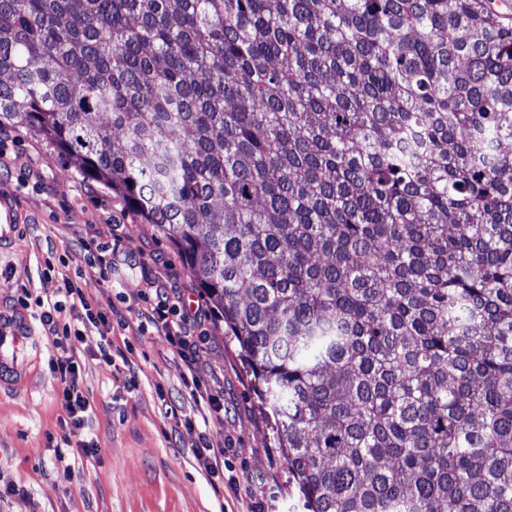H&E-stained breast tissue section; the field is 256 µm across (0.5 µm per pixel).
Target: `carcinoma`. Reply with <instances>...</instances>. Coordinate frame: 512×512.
Masks as SVG:
<instances>
[{"mask_svg": "<svg viewBox=\"0 0 512 512\" xmlns=\"http://www.w3.org/2000/svg\"><path fill=\"white\" fill-rule=\"evenodd\" d=\"M224 319L308 512H512V27L487 0H0V128Z\"/></svg>", "mask_w": 512, "mask_h": 512, "instance_id": "obj_1", "label": "carcinoma"}]
</instances>
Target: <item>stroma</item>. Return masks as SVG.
Returning <instances> with one entry per match:
<instances>
[{
  "mask_svg": "<svg viewBox=\"0 0 512 512\" xmlns=\"http://www.w3.org/2000/svg\"><path fill=\"white\" fill-rule=\"evenodd\" d=\"M0 192L25 217L0 251V309L25 316L35 336L26 373L0 388V512H305L274 419L174 245L23 126L0 128ZM50 263L58 278L85 284L112 323L106 336L86 325L76 351L93 411L75 433L51 369L62 351L35 303ZM105 266L108 288L95 281ZM160 284L198 313L183 348L147 320ZM192 379L204 402L189 397ZM198 448L223 449L221 475L199 468Z\"/></svg>",
  "mask_w": 512,
  "mask_h": 512,
  "instance_id": "35a3bbf8",
  "label": "stroma"
}]
</instances>
